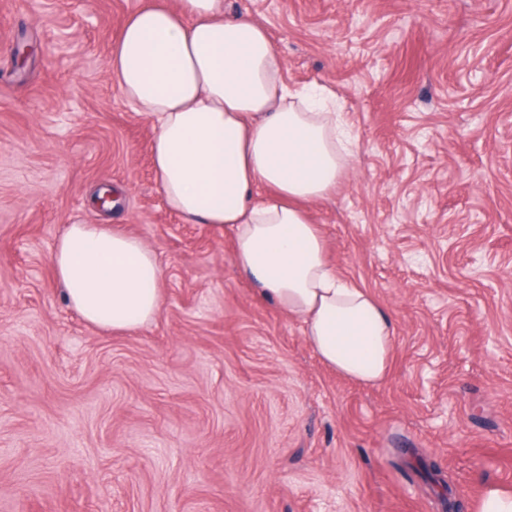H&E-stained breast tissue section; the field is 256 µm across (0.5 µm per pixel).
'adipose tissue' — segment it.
I'll use <instances>...</instances> for the list:
<instances>
[{
  "label": "adipose tissue",
  "mask_w": 512,
  "mask_h": 512,
  "mask_svg": "<svg viewBox=\"0 0 512 512\" xmlns=\"http://www.w3.org/2000/svg\"><path fill=\"white\" fill-rule=\"evenodd\" d=\"M108 67L115 89L155 134L151 155L168 210L220 224L256 297L300 321L322 363L364 386L389 373L394 325L328 262L306 204L328 197L356 137L324 88L288 85L266 28L224 0H141ZM69 307L90 325L132 330L158 313L164 270L139 238L69 224L50 256Z\"/></svg>",
  "instance_id": "1"
}]
</instances>
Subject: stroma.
Segmentation results:
<instances>
[{"mask_svg":"<svg viewBox=\"0 0 512 512\" xmlns=\"http://www.w3.org/2000/svg\"><path fill=\"white\" fill-rule=\"evenodd\" d=\"M140 0H0V512H473L512 490V0H224L336 93L356 167L310 205L391 313V371L327 368L223 227L167 211L108 59ZM139 237L152 321L89 326L65 225ZM474 508L475 512H512V491L490 484L485 487Z\"/></svg>","mask_w":512,"mask_h":512,"instance_id":"stroma-1","label":"stroma"}]
</instances>
